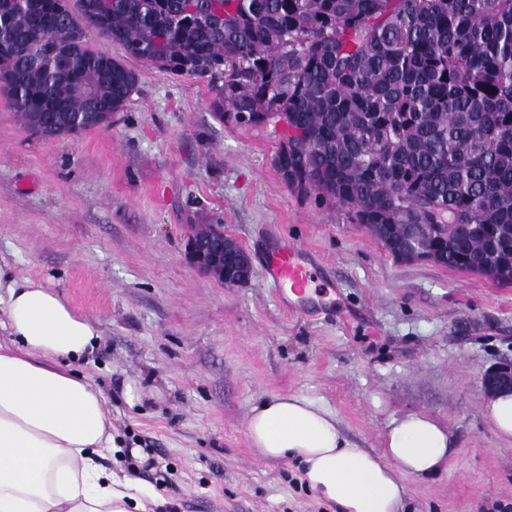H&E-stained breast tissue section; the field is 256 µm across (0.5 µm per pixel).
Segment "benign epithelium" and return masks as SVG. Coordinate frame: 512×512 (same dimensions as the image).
Here are the masks:
<instances>
[{
    "mask_svg": "<svg viewBox=\"0 0 512 512\" xmlns=\"http://www.w3.org/2000/svg\"><path fill=\"white\" fill-rule=\"evenodd\" d=\"M213 231L206 237L188 235L185 253L189 263L226 287L248 284L253 277V265L248 252L240 245L228 248L231 237L224 225H212ZM485 393H512V360L505 359L486 371L481 380Z\"/></svg>",
    "mask_w": 512,
    "mask_h": 512,
    "instance_id": "1",
    "label": "benign epithelium"
}]
</instances>
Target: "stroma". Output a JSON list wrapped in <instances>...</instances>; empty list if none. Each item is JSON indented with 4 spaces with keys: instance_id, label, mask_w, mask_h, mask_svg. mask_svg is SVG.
Segmentation results:
<instances>
[{
    "instance_id": "1",
    "label": "stroma",
    "mask_w": 512,
    "mask_h": 512,
    "mask_svg": "<svg viewBox=\"0 0 512 512\" xmlns=\"http://www.w3.org/2000/svg\"><path fill=\"white\" fill-rule=\"evenodd\" d=\"M138 89L109 127L43 139L0 91V265L97 320L77 372L110 400L112 427L144 462L107 460L164 512H337L295 464L252 448V407L303 396L376 450L392 418L449 427L438 478H406L409 512H512V443L487 423L483 373L512 358V284L398 261L344 208L278 172L277 140L211 115L206 85L131 59ZM222 224L255 275L224 287L185 256L191 226ZM332 271L329 310L306 316L266 288L270 229ZM143 381L131 406L125 381Z\"/></svg>"
}]
</instances>
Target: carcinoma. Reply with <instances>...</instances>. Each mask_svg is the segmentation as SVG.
Here are the masks:
<instances>
[{"mask_svg":"<svg viewBox=\"0 0 512 512\" xmlns=\"http://www.w3.org/2000/svg\"><path fill=\"white\" fill-rule=\"evenodd\" d=\"M94 33L206 82L217 122L274 124L288 185L395 259L433 224L434 263L512 284V0H0V88L33 133L96 129L136 91Z\"/></svg>","mask_w":512,"mask_h":512,"instance_id":"1","label":"carcinoma"}]
</instances>
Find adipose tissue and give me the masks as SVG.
<instances>
[{"mask_svg":"<svg viewBox=\"0 0 512 512\" xmlns=\"http://www.w3.org/2000/svg\"><path fill=\"white\" fill-rule=\"evenodd\" d=\"M0 512H149L161 504L129 475L101 464L124 449L109 399L70 365L91 355L100 332L57 292L0 277ZM247 433L271 460L295 463L304 484L340 512H404L405 477L448 468L450 434L426 413L393 418L379 450L355 447L314 401L276 396L256 405Z\"/></svg>","mask_w":512,"mask_h":512,"instance_id":"obj_1","label":"adipose tissue"}]
</instances>
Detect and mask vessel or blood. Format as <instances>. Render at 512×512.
<instances>
[{
	"label": "vessel or blood",
	"mask_w": 512,
	"mask_h": 512,
	"mask_svg": "<svg viewBox=\"0 0 512 512\" xmlns=\"http://www.w3.org/2000/svg\"><path fill=\"white\" fill-rule=\"evenodd\" d=\"M264 281L276 288L289 308L302 313L317 310L312 292L317 280V263L312 253L294 241H277L262 264Z\"/></svg>",
	"instance_id": "obj_1"
}]
</instances>
